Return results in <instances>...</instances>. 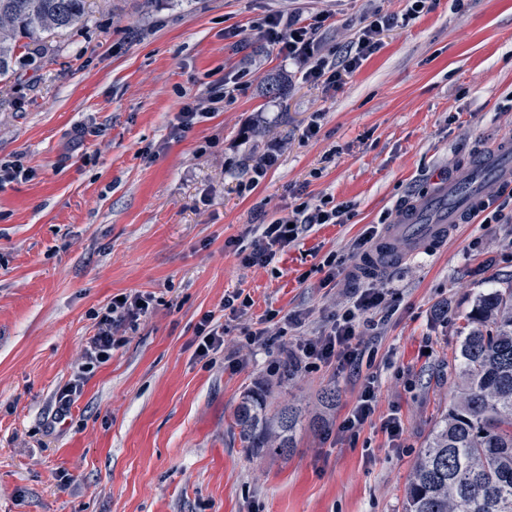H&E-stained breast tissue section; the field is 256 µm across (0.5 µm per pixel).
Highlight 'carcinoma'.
I'll list each match as a JSON object with an SVG mask.
<instances>
[{
    "label": "carcinoma",
    "instance_id": "cac0c4a2",
    "mask_svg": "<svg viewBox=\"0 0 512 512\" xmlns=\"http://www.w3.org/2000/svg\"><path fill=\"white\" fill-rule=\"evenodd\" d=\"M86 0H0V78L12 71L18 42L65 30ZM450 372L456 391L419 452L405 490V512H512V286L480 295L468 315ZM247 447L284 455L299 415L271 414L258 394L235 414Z\"/></svg>",
    "mask_w": 512,
    "mask_h": 512
}]
</instances>
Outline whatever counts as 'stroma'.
<instances>
[{"mask_svg": "<svg viewBox=\"0 0 512 512\" xmlns=\"http://www.w3.org/2000/svg\"><path fill=\"white\" fill-rule=\"evenodd\" d=\"M409 5L86 0L82 24L18 51L0 79V164L32 176L0 184V512H403L413 463L452 396L466 317L479 294L512 281V223L459 225L442 249L372 274L352 250L512 137V0H436L412 21ZM372 10L396 23L334 87L307 82L255 30L271 13L323 14L317 37L339 53ZM271 76L278 92L266 89ZM220 91L216 112L177 133L185 104ZM260 114L267 124L252 126ZM272 139L277 166L241 191ZM303 198L349 206L350 217L312 225L265 267L226 248L249 247L258 225ZM331 253L348 273L332 289L320 267ZM362 287L387 307L370 316L357 371L286 357ZM239 288L252 305L234 315L224 296ZM121 293L151 296L148 313L54 422L96 314ZM209 311L229 333L202 359L195 328ZM270 312L302 322L282 336ZM262 325L266 345L242 348ZM368 377L372 417L339 434ZM327 387L335 406L319 401ZM247 391L269 411L301 410L288 455L245 448L234 412ZM391 416L403 427L394 442Z\"/></svg>", "mask_w": 512, "mask_h": 512, "instance_id": "stroma-1", "label": "stroma"}]
</instances>
